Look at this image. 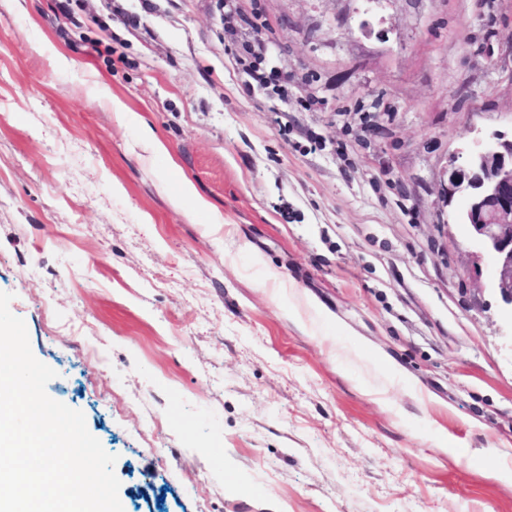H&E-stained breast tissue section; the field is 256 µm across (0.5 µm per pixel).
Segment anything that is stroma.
<instances>
[{
	"label": "stroma",
	"mask_w": 512,
	"mask_h": 512,
	"mask_svg": "<svg viewBox=\"0 0 512 512\" xmlns=\"http://www.w3.org/2000/svg\"><path fill=\"white\" fill-rule=\"evenodd\" d=\"M493 130L512 0H0V291L124 512H512ZM450 166L445 192L462 201L459 218L490 265L487 287L512 311V130L476 138Z\"/></svg>",
	"instance_id": "35a3bbf8"
}]
</instances>
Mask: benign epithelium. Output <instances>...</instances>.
Masks as SVG:
<instances>
[{
  "mask_svg": "<svg viewBox=\"0 0 512 512\" xmlns=\"http://www.w3.org/2000/svg\"><path fill=\"white\" fill-rule=\"evenodd\" d=\"M445 192L462 201L459 218L490 265L487 287L512 308V135L494 131L458 152Z\"/></svg>",
  "mask_w": 512,
  "mask_h": 512,
  "instance_id": "7a95c632",
  "label": "benign epithelium"
}]
</instances>
